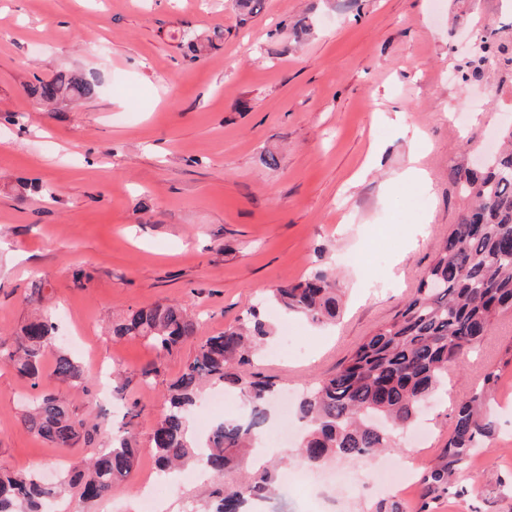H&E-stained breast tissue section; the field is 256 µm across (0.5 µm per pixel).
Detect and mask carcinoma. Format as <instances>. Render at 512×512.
<instances>
[{"instance_id":"cac0c4a2","label":"carcinoma","mask_w":512,"mask_h":512,"mask_svg":"<svg viewBox=\"0 0 512 512\" xmlns=\"http://www.w3.org/2000/svg\"><path fill=\"white\" fill-rule=\"evenodd\" d=\"M224 41L216 29L187 47L193 57L204 56ZM481 62L512 68V53L487 38ZM100 82L92 73L67 71L29 87L33 97L48 105L87 100L98 94ZM498 157L480 168L457 167L451 177L472 205L444 239L412 296L393 319L377 328L356 347L336 372L313 382L303 393L297 415L306 434L299 454L311 466L336 457L359 461L385 453L398 442L386 427L414 426L422 407L448 379V364L457 363L490 332L495 319L512 313V124L501 132ZM333 271L321 268L296 284L274 289L270 300L282 310L313 323L336 317ZM199 322L181 304H157L128 313L112 323L115 339L144 338L170 354L196 338ZM59 327L48 314L22 326L12 341L0 338V362L12 365L34 387L55 382L77 385L85 380L79 361L60 347L53 372H42V356L55 344ZM273 334L257 306L237 325L197 342L194 356L170 386L151 436L159 470L168 472L196 465L220 479L237 466L242 451L268 420V402L275 385L256 375L245 376L256 345ZM204 381L239 391L246 420L219 421L200 447L189 438V417L197 409ZM490 372L483 385L460 403L452 416L448 443L434 465L420 478L422 493L413 512H433L432 504L450 494L465 496L474 489L458 477L472 456L491 445L494 422L487 394L495 385ZM28 429L54 445H73L79 437L93 439L66 403L48 393L35 397L25 418ZM133 423L110 448L84 459L81 467L60 484L79 487L92 501L112 494L138 461ZM274 472L263 469L218 489L207 512H253L254 506L275 495ZM57 492L35 471H0V512H46Z\"/></svg>"}]
</instances>
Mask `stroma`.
I'll return each mask as SVG.
<instances>
[{
	"label": "stroma",
	"mask_w": 512,
	"mask_h": 512,
	"mask_svg": "<svg viewBox=\"0 0 512 512\" xmlns=\"http://www.w3.org/2000/svg\"><path fill=\"white\" fill-rule=\"evenodd\" d=\"M217 28L224 41L207 55L181 48ZM486 36L512 43V0H359L350 11L344 0H262L243 19L233 0H0V336L40 308L80 339L87 383L60 393L99 427L71 448L35 436L24 416L36 392L0 363V468L56 483L111 447L136 404L131 475L99 500L75 487L60 500L69 512H141L140 481L156 469L151 434L195 345L162 358L144 340H112V321L136 309L186 305L200 336L217 335L263 293L328 266L335 322L266 305L275 330L298 328L302 350L276 355L271 338L252 369L285 394L334 373L403 307L457 224L468 200L451 171L512 123V70L472 75ZM67 70L96 73L98 94L39 106L30 84ZM412 159L424 178L403 179ZM416 192L427 200L420 214ZM41 279L34 306L26 297ZM490 371L497 433L465 470L480 492L447 496L435 512H512V486L496 482L512 471V314L449 366L420 421L424 442L407 432L390 454L328 463L356 481L337 486L338 512H373L390 495L373 473L397 463L410 466L399 499L413 508L457 404ZM300 434L290 420L273 454L282 512L319 509L284 479L303 464Z\"/></svg>",
	"instance_id": "stroma-1"
}]
</instances>
